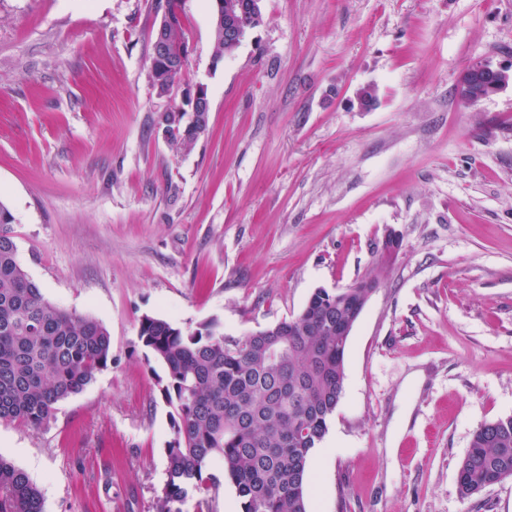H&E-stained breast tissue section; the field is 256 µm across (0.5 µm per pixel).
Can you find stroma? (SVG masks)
<instances>
[{
	"label": "stroma",
	"instance_id": "stroma-1",
	"mask_svg": "<svg viewBox=\"0 0 512 512\" xmlns=\"http://www.w3.org/2000/svg\"><path fill=\"white\" fill-rule=\"evenodd\" d=\"M158 2L0 0L18 259L112 339L111 365L42 426L0 421V455L44 512H157L172 409L140 318L237 338L371 275L310 512H512V479L468 498L457 483L473 433L512 416V84L459 95L471 63L512 68V0H262L218 66L210 0H183V79L211 111L181 152L151 78ZM208 471L216 488L183 512H238L223 461Z\"/></svg>",
	"mask_w": 512,
	"mask_h": 512
}]
</instances>
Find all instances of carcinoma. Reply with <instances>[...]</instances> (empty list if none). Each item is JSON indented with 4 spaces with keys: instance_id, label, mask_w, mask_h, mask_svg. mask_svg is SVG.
Segmentation results:
<instances>
[{
    "instance_id": "cac0c4a2",
    "label": "carcinoma",
    "mask_w": 512,
    "mask_h": 512,
    "mask_svg": "<svg viewBox=\"0 0 512 512\" xmlns=\"http://www.w3.org/2000/svg\"><path fill=\"white\" fill-rule=\"evenodd\" d=\"M170 34L185 39L180 0H166ZM173 144L195 142L175 124ZM365 305L348 288L316 289L296 317L226 338L216 321L185 331L143 316L138 340L166 368L161 392L174 438L165 448L166 479L159 512H183L191 493L215 485L214 458L241 499L242 512H309L308 464L344 390L348 327ZM112 362V340L99 321L45 299L17 258L12 237L0 235V420L39 427L56 406L90 384ZM512 477V417L473 434L458 468L459 492L470 497ZM0 512H43L28 474L0 456Z\"/></svg>"
}]
</instances>
